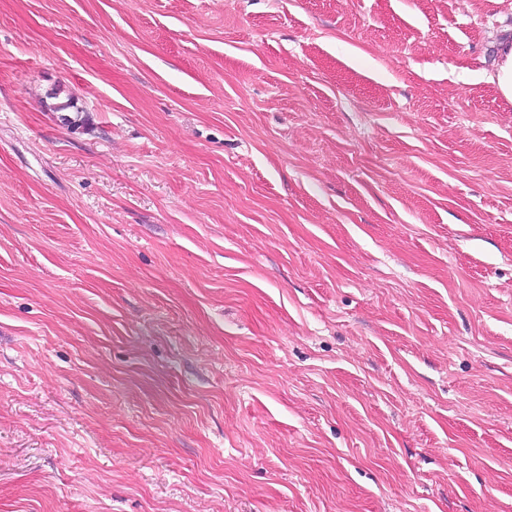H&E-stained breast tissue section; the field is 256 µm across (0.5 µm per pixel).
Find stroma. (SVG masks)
Returning a JSON list of instances; mask_svg holds the SVG:
<instances>
[{
    "label": "stroma",
    "mask_w": 512,
    "mask_h": 512,
    "mask_svg": "<svg viewBox=\"0 0 512 512\" xmlns=\"http://www.w3.org/2000/svg\"><path fill=\"white\" fill-rule=\"evenodd\" d=\"M509 34L0 0V512H512ZM496 83L505 98L512 100V43L504 42L499 51Z\"/></svg>",
    "instance_id": "35a3bbf8"
}]
</instances>
